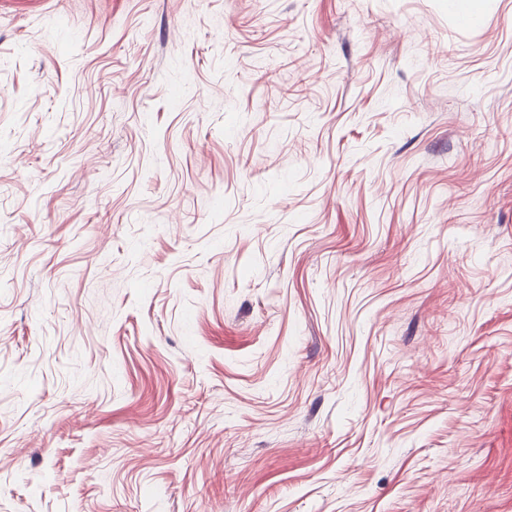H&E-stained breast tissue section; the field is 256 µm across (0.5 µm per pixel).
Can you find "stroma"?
Wrapping results in <instances>:
<instances>
[{
  "instance_id": "stroma-1",
  "label": "stroma",
  "mask_w": 512,
  "mask_h": 512,
  "mask_svg": "<svg viewBox=\"0 0 512 512\" xmlns=\"http://www.w3.org/2000/svg\"><path fill=\"white\" fill-rule=\"evenodd\" d=\"M0 0V512H512V0Z\"/></svg>"
}]
</instances>
